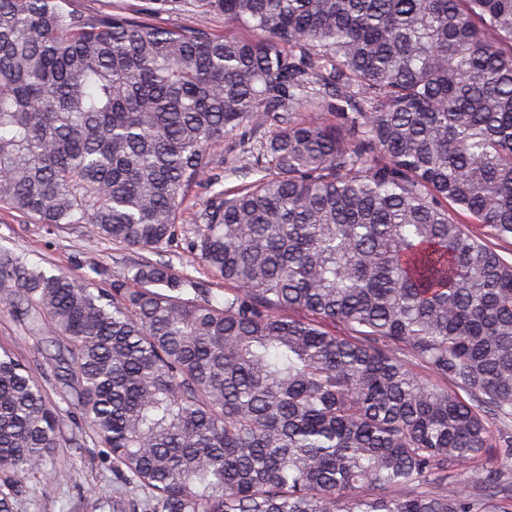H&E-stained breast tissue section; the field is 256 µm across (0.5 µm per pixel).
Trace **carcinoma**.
I'll return each instance as SVG.
<instances>
[{
    "instance_id": "obj_1",
    "label": "carcinoma",
    "mask_w": 512,
    "mask_h": 512,
    "mask_svg": "<svg viewBox=\"0 0 512 512\" xmlns=\"http://www.w3.org/2000/svg\"><path fill=\"white\" fill-rule=\"evenodd\" d=\"M97 2L0 0V206L138 253L0 248L93 512H512V0ZM70 420L0 347V512Z\"/></svg>"
}]
</instances>
